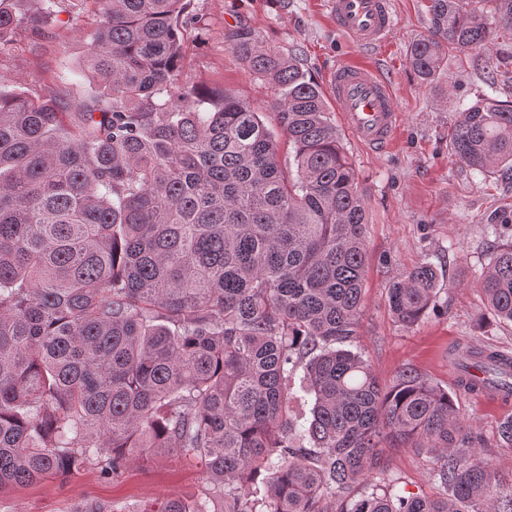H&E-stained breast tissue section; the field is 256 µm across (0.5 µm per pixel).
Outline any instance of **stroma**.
<instances>
[{
	"label": "stroma",
	"instance_id": "1",
	"mask_svg": "<svg viewBox=\"0 0 512 512\" xmlns=\"http://www.w3.org/2000/svg\"><path fill=\"white\" fill-rule=\"evenodd\" d=\"M397 25L375 51L355 47L338 32L323 0H189L195 23L187 33L181 82L224 88L263 106L271 87L251 76L230 52L225 33L240 24L254 28L272 48L301 60L318 83L337 64L355 62L379 69L396 94L401 124L389 148L373 152L349 134L341 140L364 195L368 269L357 346L381 384L405 368L416 369L448 391L467 422L483 434L485 454L504 483L512 482V450L498 448L500 421L512 416V396L498 399L465 392L448 361V351L472 342L512 355V323L486 315L479 282L498 240L492 220L512 213V183L480 181L448 152L455 112L486 89L485 56L512 53V37L494 35L485 54L449 53L439 77L424 83L407 61L409 44L427 31L424 0H393ZM89 14L71 16L52 43L36 44L19 32L0 50V78L33 95L90 85L81 70L91 48ZM420 262L436 266L441 290L436 307L413 326L393 315L387 288ZM388 477L407 491L434 495L433 459L408 448L386 449ZM206 488L204 471L162 450L143 449L124 474L105 481L87 470L0 493V512H76L90 503L157 507L168 498H195Z\"/></svg>",
	"mask_w": 512,
	"mask_h": 512
}]
</instances>
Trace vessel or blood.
Segmentation results:
<instances>
[{
	"label": "vessel or blood",
	"instance_id": "1",
	"mask_svg": "<svg viewBox=\"0 0 512 512\" xmlns=\"http://www.w3.org/2000/svg\"><path fill=\"white\" fill-rule=\"evenodd\" d=\"M337 30L355 45H384L396 26L392 0H326ZM329 91L343 123L362 146L381 150L395 138L400 122L396 95L373 67L341 63L329 75Z\"/></svg>",
	"mask_w": 512,
	"mask_h": 512
}]
</instances>
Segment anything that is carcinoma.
Listing matches in <instances>:
<instances>
[{"mask_svg": "<svg viewBox=\"0 0 512 512\" xmlns=\"http://www.w3.org/2000/svg\"><path fill=\"white\" fill-rule=\"evenodd\" d=\"M187 0H0V47L95 26L73 110L0 85V491L86 469L122 475L140 448L204 465L200 498L147 512H512L448 392L413 369L382 386L359 335L367 216L321 86L250 26L226 35L274 88L260 108L182 84ZM407 60L421 81L448 50L512 35V0H425ZM512 59L486 61L489 86ZM293 163L279 160L280 139ZM448 148L512 180V104L457 112ZM479 288L512 322V242ZM421 262L388 287L407 326L433 308ZM497 354L469 351L494 373ZM432 455L436 497L381 473V449ZM496 447L512 450V417Z\"/></svg>", "mask_w": 512, "mask_h": 512, "instance_id": "obj_1", "label": "carcinoma"}]
</instances>
